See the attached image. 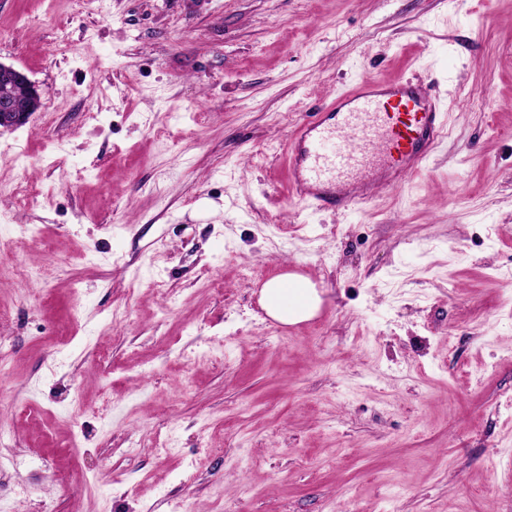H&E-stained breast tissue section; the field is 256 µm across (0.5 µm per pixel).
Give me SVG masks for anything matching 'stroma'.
<instances>
[{
	"label": "stroma",
	"mask_w": 512,
	"mask_h": 512,
	"mask_svg": "<svg viewBox=\"0 0 512 512\" xmlns=\"http://www.w3.org/2000/svg\"><path fill=\"white\" fill-rule=\"evenodd\" d=\"M0 62L41 101L0 131V512H512V0H0ZM366 76L448 136L306 210L285 144ZM260 301L269 316L284 324L310 319L321 304L314 284L307 277L288 273L266 281Z\"/></svg>",
	"instance_id": "obj_1"
}]
</instances>
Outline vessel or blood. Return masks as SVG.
Here are the masks:
<instances>
[{"instance_id":"obj_1","label":"vessel or blood","mask_w":512,"mask_h":512,"mask_svg":"<svg viewBox=\"0 0 512 512\" xmlns=\"http://www.w3.org/2000/svg\"><path fill=\"white\" fill-rule=\"evenodd\" d=\"M446 135L423 84L363 78L298 127L287 147L290 194L319 210L364 206L370 185L404 186Z\"/></svg>"}]
</instances>
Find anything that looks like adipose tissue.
I'll return each mask as SVG.
<instances>
[{
	"label": "adipose tissue",
	"instance_id": "ef3b65f1",
	"mask_svg": "<svg viewBox=\"0 0 512 512\" xmlns=\"http://www.w3.org/2000/svg\"><path fill=\"white\" fill-rule=\"evenodd\" d=\"M261 304L275 320L295 324L314 316L321 298L307 277L284 273L264 283Z\"/></svg>",
	"mask_w": 512,
	"mask_h": 512
}]
</instances>
